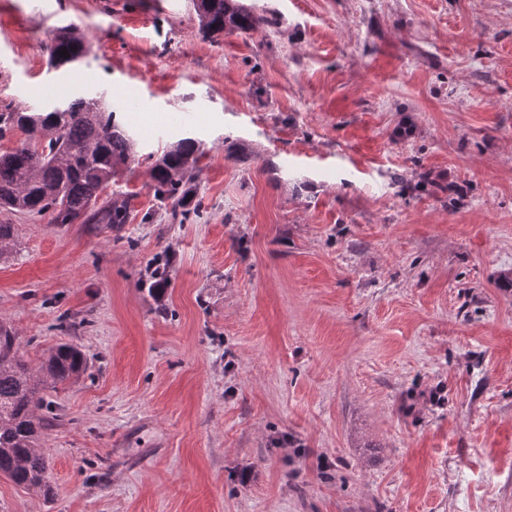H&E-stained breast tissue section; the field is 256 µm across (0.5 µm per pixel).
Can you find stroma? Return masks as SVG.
<instances>
[{
    "label": "stroma",
    "instance_id": "35a3bbf8",
    "mask_svg": "<svg viewBox=\"0 0 512 512\" xmlns=\"http://www.w3.org/2000/svg\"><path fill=\"white\" fill-rule=\"evenodd\" d=\"M245 2L276 26L0 0V106L72 24L71 96L138 139L121 230L20 216L0 259L25 359L88 356L48 393L53 496L0 477V512H512V0ZM187 136L173 224L149 170ZM50 42L49 61L52 68H60L79 61L88 50L84 31L71 24L57 28ZM62 49H67V58L60 55ZM201 143L192 137L179 138L167 144L150 170L154 197L170 208L173 222L184 224L193 215L198 217V205L190 206V198L199 176Z\"/></svg>",
    "mask_w": 512,
    "mask_h": 512
}]
</instances>
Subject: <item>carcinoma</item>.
I'll use <instances>...</instances> for the list:
<instances>
[{
  "label": "carcinoma",
  "instance_id": "cac0c4a2",
  "mask_svg": "<svg viewBox=\"0 0 512 512\" xmlns=\"http://www.w3.org/2000/svg\"><path fill=\"white\" fill-rule=\"evenodd\" d=\"M199 29L209 37L247 33L270 21L242 0H194ZM67 50L63 57L60 51ZM88 50L84 31L74 25L56 29L49 61L60 68ZM19 131L16 147L0 152V258L16 236L11 217H49L52 224L127 223L128 198L108 191L112 177L135 154L136 140L117 112L98 97L63 100L54 107L27 110L10 104L0 108V138ZM201 143L192 137L167 144L150 170L154 197L170 208L180 224L199 216L190 198L199 176ZM168 265L151 272L149 293L165 297ZM86 354L62 343L33 368L19 352L18 338L0 321V475L14 485L45 498L52 495L48 465L42 452L45 430L57 414L44 391L78 378L87 368Z\"/></svg>",
  "mask_w": 512,
  "mask_h": 512
}]
</instances>
